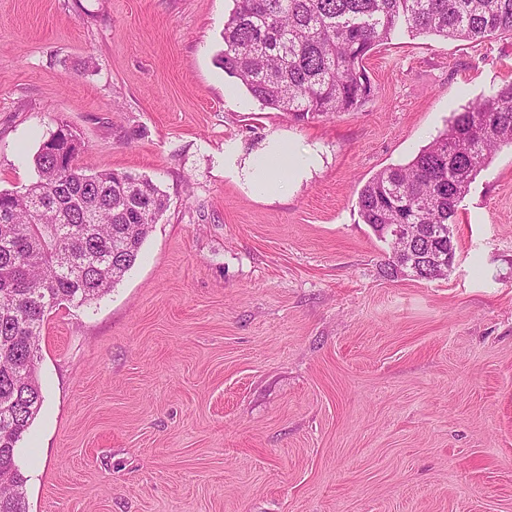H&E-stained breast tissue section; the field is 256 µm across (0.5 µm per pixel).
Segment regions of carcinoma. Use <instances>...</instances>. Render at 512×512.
<instances>
[{
  "mask_svg": "<svg viewBox=\"0 0 512 512\" xmlns=\"http://www.w3.org/2000/svg\"><path fill=\"white\" fill-rule=\"evenodd\" d=\"M458 41L512 34V0H234L217 63L262 105L298 121L351 112L372 96L363 65L401 27ZM512 147V82L453 113L448 128L404 165L360 189L356 206L390 243L381 271L448 276L456 257L450 226L470 185L494 154ZM37 179L0 190V512H28L16 445L43 402L36 363L48 315L106 294L136 264L167 197L150 179L87 172L39 148ZM422 224L418 259L397 255L389 225ZM430 251L450 258L429 264Z\"/></svg>",
  "mask_w": 512,
  "mask_h": 512,
  "instance_id": "1",
  "label": "carcinoma"
}]
</instances>
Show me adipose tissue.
Returning a JSON list of instances; mask_svg holds the SVG:
<instances>
[{"label": "adipose tissue", "mask_w": 512, "mask_h": 512, "mask_svg": "<svg viewBox=\"0 0 512 512\" xmlns=\"http://www.w3.org/2000/svg\"><path fill=\"white\" fill-rule=\"evenodd\" d=\"M312 162V157H302L273 144L258 160L249 164L246 179L258 194L282 193L287 190L290 180L297 178Z\"/></svg>", "instance_id": "adipose-tissue-1"}]
</instances>
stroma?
Masks as SVG:
<instances>
[{
    "label": "stroma",
    "mask_w": 512,
    "mask_h": 512,
    "mask_svg": "<svg viewBox=\"0 0 512 512\" xmlns=\"http://www.w3.org/2000/svg\"><path fill=\"white\" fill-rule=\"evenodd\" d=\"M233 0H0V190L59 124L168 206L102 298L53 308L17 444L29 512H512V148L443 279H390L364 183L512 81V36L402 32L360 109L298 122L216 59ZM317 154L287 193L251 158Z\"/></svg>",
    "instance_id": "35a3bbf8"
}]
</instances>
